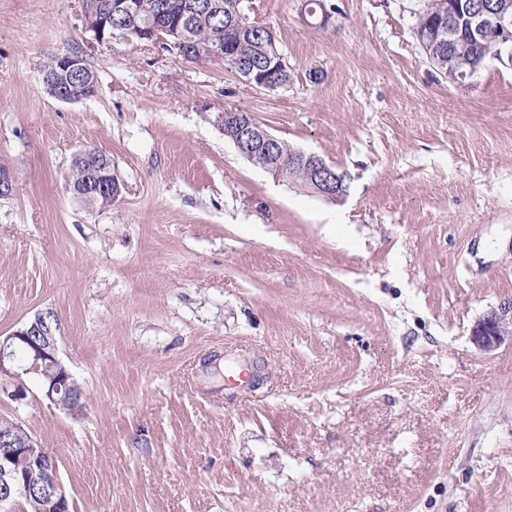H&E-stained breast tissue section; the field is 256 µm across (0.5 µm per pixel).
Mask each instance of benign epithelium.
<instances>
[{"label": "benign epithelium", "mask_w": 512, "mask_h": 512, "mask_svg": "<svg viewBox=\"0 0 512 512\" xmlns=\"http://www.w3.org/2000/svg\"><path fill=\"white\" fill-rule=\"evenodd\" d=\"M232 22L241 34L250 35L253 25L244 12L242 3L237 2L229 9ZM438 17L425 27L415 28L417 42L434 64L439 65L440 52L453 42L455 22L448 19L445 0L435 2ZM504 12L473 15V46L481 47V41L494 39L497 51L494 59L505 66L512 67V29L503 22ZM86 29L100 43L126 40L122 28H113L108 37L102 36L101 20L95 16H84ZM176 36L187 44V34L182 26L175 30L158 31L146 27L143 36L162 48L173 45L170 36ZM85 61L74 54L60 55V68L56 74L43 77L49 95L62 102H76L78 98L66 90L71 75L83 71ZM217 125L224 128L233 125L237 128L232 143L247 160L261 166L273 176L281 177L280 170L268 160L276 153L280 138L254 123L246 112H225L217 117ZM311 167V176L315 184L313 193L337 200L342 194V176L336 173V167L314 154H301ZM96 180L84 185L70 187L68 191L80 202H89L97 196L116 197L121 192V183L112 166L97 162ZM470 340L479 351L490 354L505 341H512V301L497 310H491L479 319L471 328ZM72 379L68 367L59 356L56 331L47 326L45 313L41 312L5 336H0V400L8 401L14 409L27 404L32 390L27 381L36 382L42 400L48 405L64 410L71 415L80 414L85 405L82 395L59 397L60 384ZM8 433L13 436L16 454H0V509L13 512L19 499H29L30 488L34 483L43 482L51 488L50 505L54 512H69L67 491L59 479L57 469L47 462L40 441L27 432L19 415L8 424Z\"/></svg>", "instance_id": "1"}]
</instances>
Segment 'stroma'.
<instances>
[{
    "mask_svg": "<svg viewBox=\"0 0 512 512\" xmlns=\"http://www.w3.org/2000/svg\"><path fill=\"white\" fill-rule=\"evenodd\" d=\"M327 2L320 26L246 0L290 70L269 90L98 43L82 0H0V335L57 318L85 408L20 418L70 512H512V345L470 341L512 300V68L458 87L417 44L419 0ZM69 52L97 76L75 103L42 75ZM229 109L347 195L244 159ZM85 147L124 183L110 207L65 187ZM298 154H301L300 157L306 160L311 167V176L315 184L312 192L329 200H338L342 194V176L336 173H340L336 170V167L328 164L317 155L305 154L303 152H298Z\"/></svg>",
    "mask_w": 512,
    "mask_h": 512,
    "instance_id": "35a3bbf8",
    "label": "stroma"
}]
</instances>
